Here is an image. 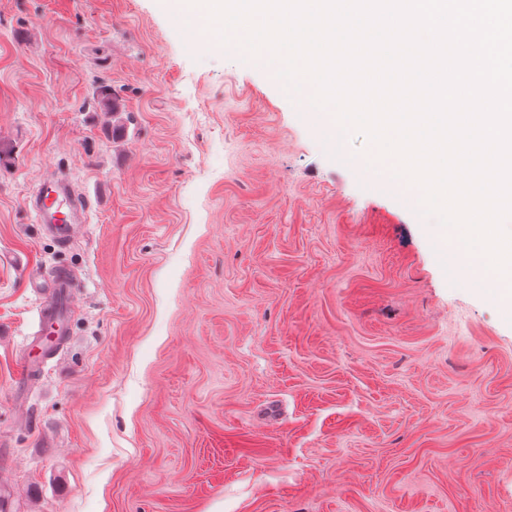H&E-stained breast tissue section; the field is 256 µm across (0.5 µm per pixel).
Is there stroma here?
I'll return each mask as SVG.
<instances>
[{
  "mask_svg": "<svg viewBox=\"0 0 512 512\" xmlns=\"http://www.w3.org/2000/svg\"><path fill=\"white\" fill-rule=\"evenodd\" d=\"M0 149L14 512H512V317L360 176L363 135L327 151L161 0H0ZM57 169L88 201L64 250L28 204ZM58 265L70 331L22 398Z\"/></svg>",
  "mask_w": 512,
  "mask_h": 512,
  "instance_id": "35a3bbf8",
  "label": "stroma"
}]
</instances>
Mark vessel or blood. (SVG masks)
Returning a JSON list of instances; mask_svg holds the SVG:
<instances>
[{"instance_id":"b4317fda","label":"vessel or blood","mask_w":512,"mask_h":512,"mask_svg":"<svg viewBox=\"0 0 512 512\" xmlns=\"http://www.w3.org/2000/svg\"><path fill=\"white\" fill-rule=\"evenodd\" d=\"M78 200L70 188L68 176L61 171L44 177L37 185L32 209L36 221L58 246L70 244L79 225L71 215ZM43 293L37 307L38 330L31 337L28 352L20 358L17 388H25L37 375L50 345L60 344L68 330L70 301L79 284L70 271L52 268L40 273Z\"/></svg>"}]
</instances>
